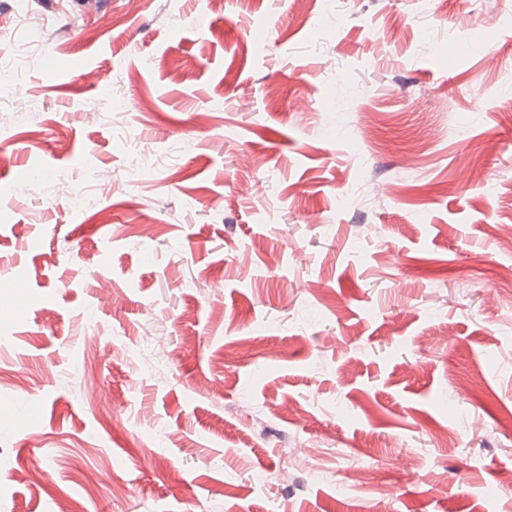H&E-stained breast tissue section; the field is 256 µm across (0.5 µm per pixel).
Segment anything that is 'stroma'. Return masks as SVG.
<instances>
[{
  "label": "stroma",
  "instance_id": "1",
  "mask_svg": "<svg viewBox=\"0 0 512 512\" xmlns=\"http://www.w3.org/2000/svg\"><path fill=\"white\" fill-rule=\"evenodd\" d=\"M97 7L0 77V512H512V0Z\"/></svg>",
  "mask_w": 512,
  "mask_h": 512
}]
</instances>
